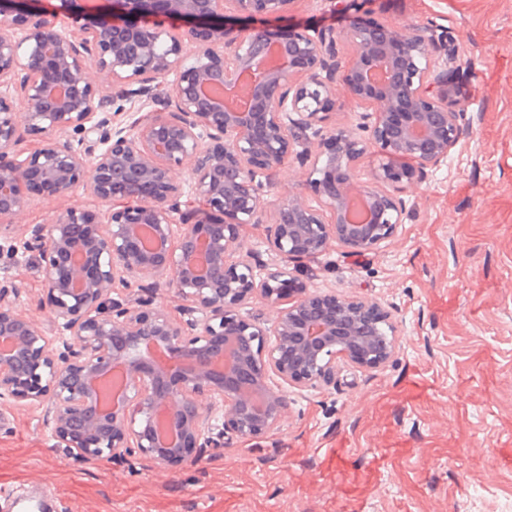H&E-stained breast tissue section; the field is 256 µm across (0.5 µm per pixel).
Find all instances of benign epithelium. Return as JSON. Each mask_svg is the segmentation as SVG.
<instances>
[{
    "label": "benign epithelium",
    "mask_w": 512,
    "mask_h": 512,
    "mask_svg": "<svg viewBox=\"0 0 512 512\" xmlns=\"http://www.w3.org/2000/svg\"><path fill=\"white\" fill-rule=\"evenodd\" d=\"M44 2L0 0V223L76 188L106 210L68 207L26 229L45 319L0 280V401L41 410L78 461L174 466L270 436L287 388L330 384L340 357L389 363L392 313L310 290L288 261L394 237L396 192L470 134L448 30L264 27L294 0H230L233 16L224 0ZM154 82L169 87L160 105ZM338 84L365 107L356 133L323 126ZM25 132L43 136L27 154ZM371 146L382 161L360 185L353 166ZM291 156L311 195L275 205L271 267L242 233L262 223L265 188ZM257 297L280 307L271 329L242 314Z\"/></svg>",
    "instance_id": "benign-epithelium-1"
}]
</instances>
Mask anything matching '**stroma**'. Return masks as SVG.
<instances>
[{
	"label": "stroma",
	"instance_id": "1",
	"mask_svg": "<svg viewBox=\"0 0 512 512\" xmlns=\"http://www.w3.org/2000/svg\"><path fill=\"white\" fill-rule=\"evenodd\" d=\"M440 25L457 39L470 137L424 183L391 240L359 255L335 247L290 262L308 289L391 311L400 347L384 367L336 364L335 384L289 389L269 437L240 441L195 465L134 470L75 463L37 413L0 406V496L37 486L54 512H512V0H367L359 14L294 0L269 27H349L353 17ZM83 190L33 200L20 244ZM38 313L42 272L26 253L0 269Z\"/></svg>",
	"mask_w": 512,
	"mask_h": 512
}]
</instances>
